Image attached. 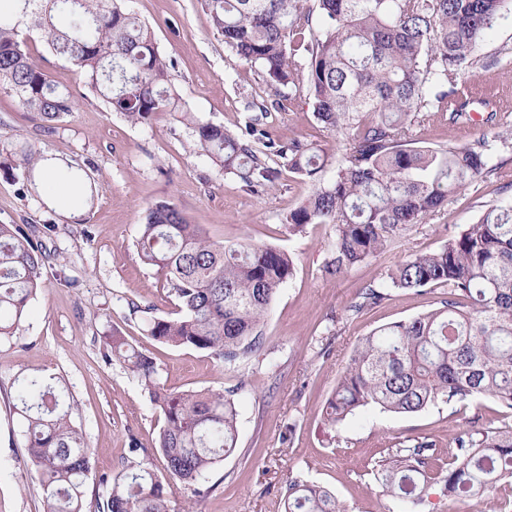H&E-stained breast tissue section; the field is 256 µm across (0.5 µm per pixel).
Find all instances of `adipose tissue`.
<instances>
[{"instance_id": "adipose-tissue-1", "label": "adipose tissue", "mask_w": 512, "mask_h": 512, "mask_svg": "<svg viewBox=\"0 0 512 512\" xmlns=\"http://www.w3.org/2000/svg\"><path fill=\"white\" fill-rule=\"evenodd\" d=\"M83 170L74 163L56 158L44 161L37 174L36 185L47 207L68 216L82 211L86 202L76 183Z\"/></svg>"}]
</instances>
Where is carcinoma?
<instances>
[{
  "mask_svg": "<svg viewBox=\"0 0 512 512\" xmlns=\"http://www.w3.org/2000/svg\"><path fill=\"white\" fill-rule=\"evenodd\" d=\"M19 15L0 12V91L47 123L72 111L69 94L35 66L27 33L38 30L48 50L78 67L90 88L133 124L177 108L169 66L150 27L126 0H19ZM224 44L276 87L307 88L314 116L326 129L354 130L331 179L319 149L297 138L274 139L266 119L276 104L251 103L255 114L230 131L181 113L194 146L251 188L269 181L270 160L316 182L286 219L288 230L335 227L326 271L378 256L389 243L437 215L487 170L491 146H427L412 138L429 114L450 127L467 120L470 101H458L457 78L512 0H205ZM137 249L158 268L178 300L176 316L146 318L148 335L174 347L209 350L226 366L256 357L260 329L279 289L294 273L290 254L267 245L210 239L173 203L148 209ZM51 255L16 224H0V339L11 338L41 288ZM446 288L440 306L411 320L382 326L359 339L327 402L334 427L369 405L417 413L489 396L512 409V200L488 207L435 251L417 254L387 273L386 285H367L350 311L387 299L385 288ZM107 353L124 364L161 410L157 440L164 476L135 456L106 481L99 512H171L173 488H193L234 453L238 410L232 393H172L155 360L118 334ZM18 415L28 458L40 474L48 512H83L91 456L72 418L69 395L54 378L18 380ZM448 469L430 474L436 441L394 443L375 464L381 493L415 504L431 485L452 498L490 497L512 486V425L475 426L453 438ZM284 512H346L316 483L288 480Z\"/></svg>",
  "mask_w": 512,
  "mask_h": 512,
  "instance_id": "carcinoma-1",
  "label": "carcinoma"
}]
</instances>
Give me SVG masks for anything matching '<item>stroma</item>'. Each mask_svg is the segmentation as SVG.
Returning a JSON list of instances; mask_svg holds the SVG:
<instances>
[{"mask_svg":"<svg viewBox=\"0 0 512 512\" xmlns=\"http://www.w3.org/2000/svg\"><path fill=\"white\" fill-rule=\"evenodd\" d=\"M128 6L150 27L189 111L234 131L249 115L248 102L278 99L281 110L267 120L273 135L318 144L330 160L341 159L349 133L323 128L306 92L280 96L256 69L242 64L225 47L204 0H128ZM28 47L35 63L69 91L74 109L48 132L17 97L0 93V153L38 151L71 159L86 175L89 196L85 211L66 217L45 206L33 181L0 167V223L20 225L56 256L23 326L0 342V512L47 510L15 409L22 377H54L74 400L72 417L86 433L92 463L85 512H97L106 491L102 480L122 469L131 443L162 470L157 439L163 415L137 379L106 358L103 338L112 332L155 358L170 391H230L237 402L235 453L210 472L201 493L176 488L174 512L188 505L195 512H283L292 477L327 487L349 512H500L502 500H512V489L494 498L456 500L434 486L419 505H399L381 496L374 478L375 462L395 441L433 437L438 450L432 466L441 470L448 466L452 437L469 424L512 425V410L492 398L439 400L414 414L366 408L336 427L323 423L358 339L436 308L448 296L440 288L393 289L381 305L355 315L349 307L362 288L383 283L388 270L409 256L436 250L457 227L512 198V139L501 138L512 130V106L491 123L451 127L435 116L415 128L416 139L430 146L487 139L493 146L490 173L469 182L434 219L336 276L325 271L333 225L311 224L294 235L285 226L288 213L310 195L313 180L276 163L272 181L253 190L195 149L178 113L158 112L148 123L131 124L107 110L84 76L53 55L38 32H31ZM458 89L512 103V13L487 30L472 65L458 76ZM162 200L204 225L213 240L265 244L293 257L294 275L261 327L264 356L229 368L209 351L153 340L140 316L131 314L132 301L156 317L177 310L164 274L144 264L136 247L147 209ZM290 425L295 431L287 441Z\"/></svg>","mask_w":512,"mask_h":512,"instance_id":"1","label":"stroma"}]
</instances>
